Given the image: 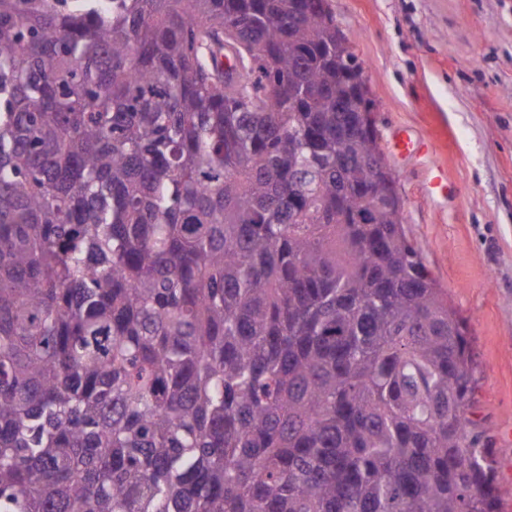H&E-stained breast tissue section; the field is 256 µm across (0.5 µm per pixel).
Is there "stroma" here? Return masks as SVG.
Masks as SVG:
<instances>
[{
    "label": "stroma",
    "instance_id": "1",
    "mask_svg": "<svg viewBox=\"0 0 512 512\" xmlns=\"http://www.w3.org/2000/svg\"><path fill=\"white\" fill-rule=\"evenodd\" d=\"M363 68L406 232L473 338L484 431L512 512V0H329ZM425 138L404 157L397 135ZM444 172L449 192L430 182Z\"/></svg>",
    "mask_w": 512,
    "mask_h": 512
}]
</instances>
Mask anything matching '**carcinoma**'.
I'll return each instance as SVG.
<instances>
[{
    "label": "carcinoma",
    "instance_id": "cac0c4a2",
    "mask_svg": "<svg viewBox=\"0 0 512 512\" xmlns=\"http://www.w3.org/2000/svg\"><path fill=\"white\" fill-rule=\"evenodd\" d=\"M301 0H0V512H499L362 72ZM239 78L240 90L220 80Z\"/></svg>",
    "mask_w": 512,
    "mask_h": 512
}]
</instances>
